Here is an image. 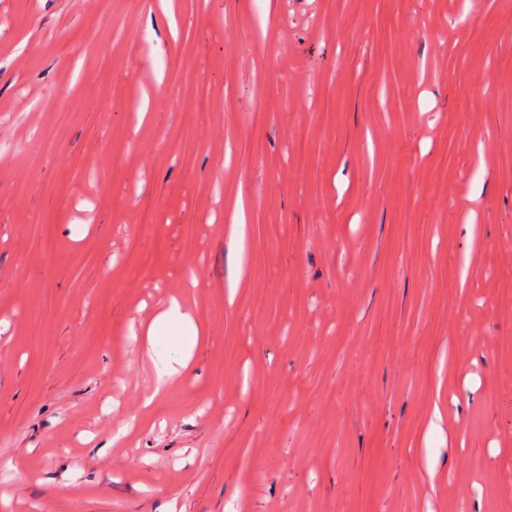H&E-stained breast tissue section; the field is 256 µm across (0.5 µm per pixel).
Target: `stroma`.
Returning <instances> with one entry per match:
<instances>
[{
    "instance_id": "stroma-1",
    "label": "stroma",
    "mask_w": 512,
    "mask_h": 512,
    "mask_svg": "<svg viewBox=\"0 0 512 512\" xmlns=\"http://www.w3.org/2000/svg\"><path fill=\"white\" fill-rule=\"evenodd\" d=\"M509 240L500 0H0V512H502ZM171 326L180 327L186 332V336L183 338L185 352L181 360L177 362L178 367L168 364L162 370L161 378L163 381L156 387V394H159L164 389L171 377L178 376L187 369L192 349L197 340L196 329L191 317L185 311L182 303L175 298L168 300L150 321L146 332L149 343L153 345L154 339L160 335V332Z\"/></svg>"
}]
</instances>
